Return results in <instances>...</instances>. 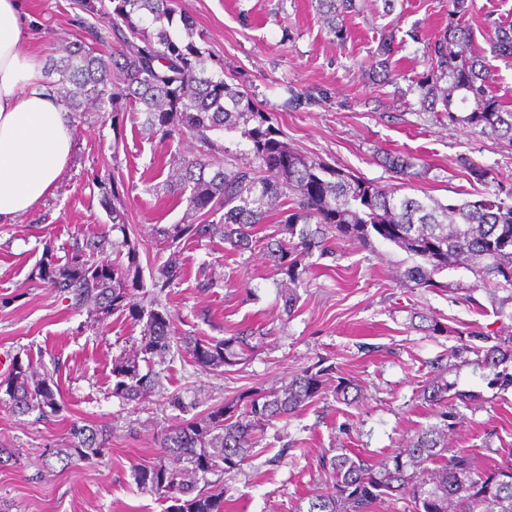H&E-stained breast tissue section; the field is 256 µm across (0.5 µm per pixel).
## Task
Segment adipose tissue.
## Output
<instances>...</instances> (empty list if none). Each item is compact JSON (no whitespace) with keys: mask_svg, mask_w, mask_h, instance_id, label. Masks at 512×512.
I'll use <instances>...</instances> for the list:
<instances>
[{"mask_svg":"<svg viewBox=\"0 0 512 512\" xmlns=\"http://www.w3.org/2000/svg\"><path fill=\"white\" fill-rule=\"evenodd\" d=\"M29 20L24 0H0V224L53 195L75 136L40 57L23 47Z\"/></svg>","mask_w":512,"mask_h":512,"instance_id":"1","label":"adipose tissue"}]
</instances>
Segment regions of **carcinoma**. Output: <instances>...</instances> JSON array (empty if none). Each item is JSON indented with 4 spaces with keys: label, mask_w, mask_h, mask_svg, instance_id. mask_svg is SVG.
Listing matches in <instances>:
<instances>
[{
    "label": "carcinoma",
    "mask_w": 512,
    "mask_h": 512,
    "mask_svg": "<svg viewBox=\"0 0 512 512\" xmlns=\"http://www.w3.org/2000/svg\"><path fill=\"white\" fill-rule=\"evenodd\" d=\"M329 34L340 44L348 37L346 17L356 0H314ZM112 10L97 0H76L85 13L107 24L112 50L98 48L104 37L88 19L76 16L85 38L66 43L45 74L78 122L82 113L105 112L118 101L145 115L144 127L162 140L194 139L206 151L173 159L169 188L187 204L189 220L157 228L177 247L186 241L216 237L233 250L253 244V229L277 217L279 237L266 241V253L286 276L281 284L283 311L295 312L297 287L306 273L304 259L313 250L325 251L330 233L370 243L374 235L395 244L421 262L404 277L416 288L439 287L434 276L462 261L472 263L478 281L491 293L508 292L512 301V203L482 197L459 205H443L428 194L400 193L395 186H379L345 170L310 159L279 139L271 116L256 110L247 94L224 80V73L208 68L209 50L194 40V17L178 0H110ZM448 25L428 50L427 72L418 83L422 110L448 123L468 127L512 146V106L492 90L493 77L485 57L472 52L465 24L473 0H450ZM488 44L493 55L512 59V25L489 23ZM395 31L382 37L370 65L373 81L387 78L394 54ZM238 131L249 142L247 162L226 168L220 156L226 147L217 137ZM383 163L405 183L416 177L408 155L387 152ZM101 203L112 214V230L122 234L126 262L97 256L107 240L75 239L64 256L52 245L43 247L31 278L70 299L77 310L101 322L116 313H128L144 322L134 351L112 367V394L140 404L161 394L162 382L152 371L142 372L147 357L163 358L180 340L191 362L203 369L222 371L247 361L264 344L266 333L243 329L229 337L175 336L172 315L159 299L146 309L133 301V291L144 287L139 252L127 234L125 187L122 181L96 178ZM185 275L174 259L151 277L160 291ZM427 330L452 334L459 344L449 357L474 362L489 370L490 384L512 387V333L490 336L481 330L452 331L430 318ZM334 368L319 362L295 372L276 388H259L194 414L172 427L160 443V461L137 470V484L158 498L172 502L166 512H224V486L207 491L199 478L238 470L249 458L257 434L275 420L288 418L320 397L327 383L338 401L360 402L361 391L352 380L333 378ZM445 366L421 389L423 401L438 408L440 424L422 429L406 445L379 458L338 448L318 459L330 475L308 496L306 512H375L376 505L394 497L407 501V512H512V461L481 468L475 455H448L447 441L459 418L460 405L472 400L451 392ZM13 414L58 413L54 382L16 356L0 380ZM108 444L107 430L74 421L68 443L49 453L62 468L74 467L100 455Z\"/></svg>",
    "instance_id": "carcinoma-1"
}]
</instances>
